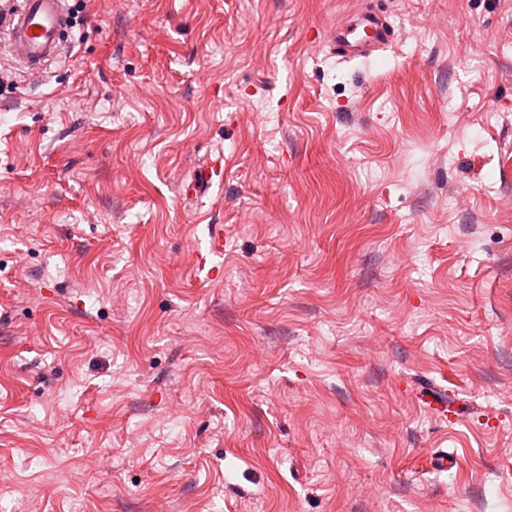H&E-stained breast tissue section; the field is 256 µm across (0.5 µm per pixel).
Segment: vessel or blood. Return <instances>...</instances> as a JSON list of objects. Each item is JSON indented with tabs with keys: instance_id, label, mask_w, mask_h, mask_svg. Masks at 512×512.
<instances>
[{
	"instance_id": "1",
	"label": "vessel or blood",
	"mask_w": 512,
	"mask_h": 512,
	"mask_svg": "<svg viewBox=\"0 0 512 512\" xmlns=\"http://www.w3.org/2000/svg\"><path fill=\"white\" fill-rule=\"evenodd\" d=\"M70 30L67 0H18L7 33L10 51L18 64L31 74L40 73L55 60ZM395 40L389 20L379 14L362 11L349 20L333 25L325 35L331 54L347 61L368 60L387 50ZM217 173L216 164L198 168L182 194L195 199L203 194ZM224 253V236L210 235L203 247L197 248L191 261L206 279H215L221 267L218 257Z\"/></svg>"
}]
</instances>
